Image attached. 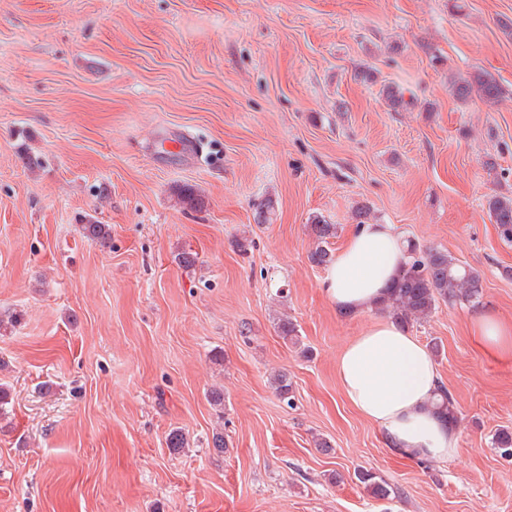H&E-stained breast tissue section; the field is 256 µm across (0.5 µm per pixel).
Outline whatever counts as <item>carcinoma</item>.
Instances as JSON below:
<instances>
[{
  "instance_id": "obj_1",
  "label": "carcinoma",
  "mask_w": 512,
  "mask_h": 512,
  "mask_svg": "<svg viewBox=\"0 0 512 512\" xmlns=\"http://www.w3.org/2000/svg\"><path fill=\"white\" fill-rule=\"evenodd\" d=\"M454 96L467 101L473 97L485 103H495L502 97L504 90L497 80L488 73H478L469 78H458L451 82ZM388 106L398 111L405 104L402 90L393 85L383 89ZM488 211L494 223L498 225L503 238L512 241V197L491 196L487 200ZM317 246L310 253L309 260L316 266L326 267L334 259L329 247V239L336 237V225L314 218L310 224ZM84 237L99 245L111 241L112 229L107 224L92 221L82 225ZM407 259L392 283L381 309L391 315L393 320L403 327L423 323L440 304L474 303L479 299L482 281L481 274L466 268L448 255V252L436 248H424L411 240L406 241ZM280 337L294 346L300 344L297 324L289 318L277 323ZM275 394L283 401L292 400V382L288 373L280 372L273 377ZM432 407L442 422L457 425L460 411L448 389L438 388ZM500 455L512 458V431L501 430L494 434L491 441ZM356 479L366 491L377 500H385L394 494L391 485L378 473L359 469Z\"/></svg>"
}]
</instances>
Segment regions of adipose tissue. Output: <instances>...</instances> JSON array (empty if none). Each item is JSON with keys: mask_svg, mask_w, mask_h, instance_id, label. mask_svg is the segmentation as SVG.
<instances>
[{"mask_svg": "<svg viewBox=\"0 0 512 512\" xmlns=\"http://www.w3.org/2000/svg\"><path fill=\"white\" fill-rule=\"evenodd\" d=\"M405 260L393 225H359L327 268L324 292L343 311H364L383 299ZM471 333L483 352L512 355L511 322L482 312ZM336 372L346 401L381 429L392 452L442 461L457 454L455 430L429 409L437 365L407 329L377 321L342 350Z\"/></svg>", "mask_w": 512, "mask_h": 512, "instance_id": "obj_1", "label": "adipose tissue"}]
</instances>
